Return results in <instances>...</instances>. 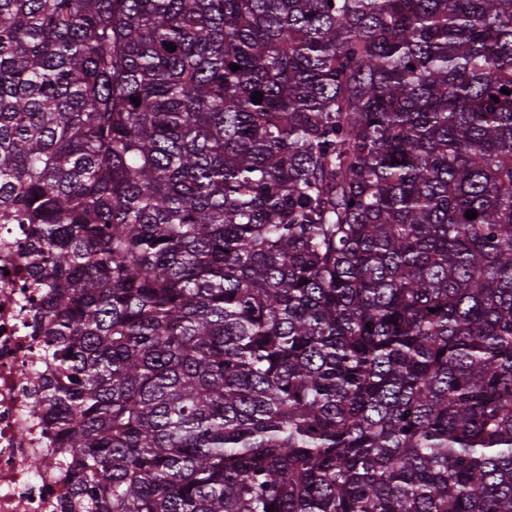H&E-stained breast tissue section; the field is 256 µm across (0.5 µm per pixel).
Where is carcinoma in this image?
Instances as JSON below:
<instances>
[{"label": "carcinoma", "mask_w": 512, "mask_h": 512, "mask_svg": "<svg viewBox=\"0 0 512 512\" xmlns=\"http://www.w3.org/2000/svg\"><path fill=\"white\" fill-rule=\"evenodd\" d=\"M504 88L512 0H0L62 512H512Z\"/></svg>", "instance_id": "obj_1"}]
</instances>
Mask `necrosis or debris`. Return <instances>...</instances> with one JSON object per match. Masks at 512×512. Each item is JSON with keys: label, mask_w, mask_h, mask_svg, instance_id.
I'll list each match as a JSON object with an SVG mask.
<instances>
[{"label": "necrosis or debris", "mask_w": 512, "mask_h": 512, "mask_svg": "<svg viewBox=\"0 0 512 512\" xmlns=\"http://www.w3.org/2000/svg\"><path fill=\"white\" fill-rule=\"evenodd\" d=\"M21 231L0 218V512H60L69 486L49 434L30 411L50 371L27 322L39 303L16 284Z\"/></svg>", "instance_id": "necrosis-or-debris-1"}]
</instances>
